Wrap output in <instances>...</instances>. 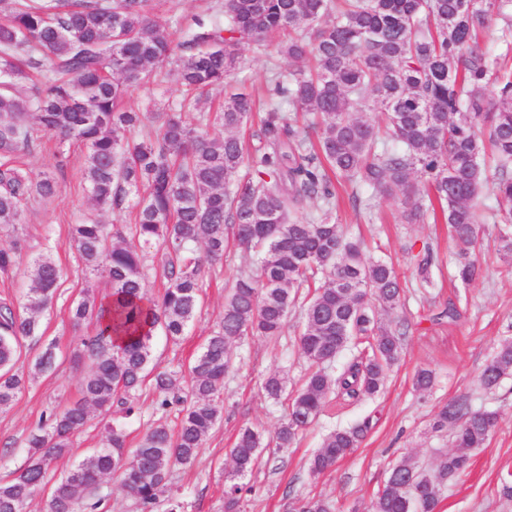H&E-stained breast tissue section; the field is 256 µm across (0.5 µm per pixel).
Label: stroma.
<instances>
[{
    "label": "stroma",
    "instance_id": "stroma-1",
    "mask_svg": "<svg viewBox=\"0 0 512 512\" xmlns=\"http://www.w3.org/2000/svg\"><path fill=\"white\" fill-rule=\"evenodd\" d=\"M218 0H162L156 18L173 33L193 25L195 19H217ZM295 62L280 56L275 44H243L240 68L224 85L204 93L210 110H217L227 94H265L274 75L296 70ZM154 100L138 91L129 93L125 107L143 113L144 129L154 123V107H174L183 98V88L173 67H166L154 86ZM66 165H58L52 151L34 153L25 160L26 169L38 172L54 169L57 194L48 201L30 200L19 224L0 227V249L22 242L18 265L0 273V301L19 302L28 285L29 258L50 252L62 270L57 297L40 317L39 333L22 339L19 364L32 365L48 343H56V364L51 372L26 384L12 407L0 413V480L10 478L26 461V438L41 415L78 399L79 382L86 365L74 364L72 350L81 339L92 335L90 324L74 325L70 309L82 289L92 288L99 300L111 292L105 276L90 274L71 246L72 225L97 215L102 223L126 224L129 213H93L82 178L85 148H64ZM339 205L333 216L348 235L363 236L366 254L391 262L409 281L400 317L409 332L400 360L390 369L384 388L343 408H329L319 420L303 431L287 448H266L261 464L246 482L252 491L245 495L241 512H289L297 499L322 496L335 512H366L382 486L390 465L397 459L413 457L432 467L451 448L448 431L433 428L440 408L453 398L469 395L473 407L497 411L498 426L484 448L478 449L469 469L440 486L438 512H512V495L504 494L502 483L512 473V377L493 391L480 387L478 376L497 346L512 337V271L497 254V231L489 224L485 208H477L475 221L481 225L479 256L487 270L484 281L467 286L454 277L453 245L448 227L426 221L404 224L400 205L394 199H375L370 209L355 210L349 200L350 183L338 184ZM430 244L435 261L433 287L412 285L414 263L423 244ZM250 259L231 255L222 267L206 272L201 308L186 336L172 342L165 335L155 338V356L171 369L186 368L201 344L215 329L224 313V298L234 276L249 270ZM455 303L459 318L451 323H433L435 314ZM301 315L292 312L280 341L248 336L232 347L233 367L224 384V414L200 449L193 467H174L169 484L187 504V512H224V474L231 468L227 451L243 427L251 426L273 434L286 413V401L274 402L260 390L262 380L279 371L287 372V390L295 392L307 369L298 351L296 337ZM432 370L434 386L416 391L413 376L419 369ZM371 427L357 450L339 461L330 472L313 478L308 462L332 429L350 427L363 420Z\"/></svg>",
    "mask_w": 512,
    "mask_h": 512
}]
</instances>
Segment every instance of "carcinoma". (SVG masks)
<instances>
[{
    "instance_id": "1",
    "label": "carcinoma",
    "mask_w": 512,
    "mask_h": 512,
    "mask_svg": "<svg viewBox=\"0 0 512 512\" xmlns=\"http://www.w3.org/2000/svg\"><path fill=\"white\" fill-rule=\"evenodd\" d=\"M154 0H13L0 23V226L17 224L30 198L57 193L51 172L36 176L16 165L20 153L41 147L40 133L59 143L87 148L85 179L93 206L134 213V222L108 232L95 218L72 227L74 249L93 272L106 274L111 293L99 303L85 292L73 303L77 323L94 334L73 358L89 362L82 397L53 409L28 437L32 451L18 474L0 482V512H25L44 492L45 512H97L102 478L122 472V486L137 512H185L168 486L176 464L191 466L223 418L220 395L232 369V345L245 336L278 339L292 309L300 307L298 349L309 363L289 399L273 441L292 445L331 403L350 404L384 387L400 359L406 321L390 326L382 316L401 306L402 280L393 264L365 257L364 242L346 236L332 218L335 185L342 178L370 190L353 194L354 206L375 197L400 200L407 224L425 221L440 206L455 245V277L482 281L476 255L480 225L474 208L487 187L508 207L490 210L498 226L499 252L512 264V70L477 43L494 14L512 37V0H221L223 23L195 21L179 41L153 20ZM278 52L292 61L313 56L315 68L298 69L267 91L253 146L241 131L254 118L256 101L237 92L221 111L204 112L184 98L169 112H155V134L131 132L143 113L122 103L132 89L149 92L154 69L177 62V81L188 91L224 83L238 69L239 46L280 34ZM320 119L312 134L282 111V101ZM378 113L373 120L367 111ZM219 125L223 134H213ZM491 146L497 176L489 180L485 155ZM315 203L320 215H304ZM236 246L256 255L255 270L236 278L224 314L187 372L154 358L157 333L178 342L200 309L205 268ZM165 257L166 284L153 297L145 284L147 251ZM20 243L0 249V271L16 264ZM432 253L418 259L416 280L432 286ZM25 301L0 304V412L25 387L15 370L20 339L38 335L39 315L53 303L61 271L50 254L30 261ZM352 359L330 370L346 349ZM49 343L33 362L36 373L54 368ZM512 377V339L484 365L479 384L496 389ZM158 397L160 418L137 448H126L121 424L108 426L107 443L55 476V460L69 451L90 410L117 408L134 414L145 381ZM278 402L286 391L277 374L263 382ZM176 412L177 428L164 418ZM494 411L472 407L468 396L444 405L433 429L450 431L452 449L428 469L410 457L392 464L370 512H437V488L462 475L474 452L497 426ZM370 428H335L309 461L317 478L354 452ZM264 435L252 427L228 449L233 463L224 487V512H240L251 487L240 479L260 463ZM294 512H332L317 496L297 501Z\"/></svg>"
}]
</instances>
